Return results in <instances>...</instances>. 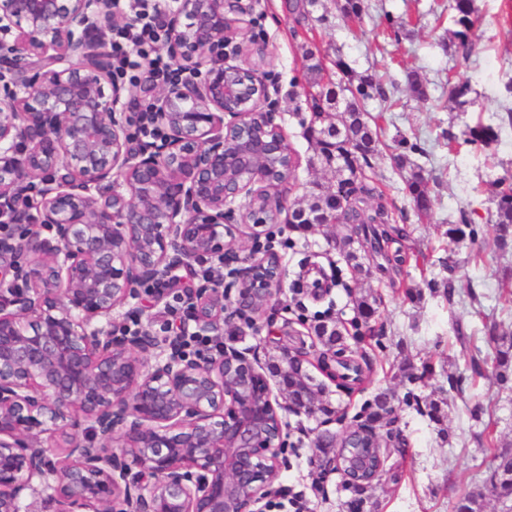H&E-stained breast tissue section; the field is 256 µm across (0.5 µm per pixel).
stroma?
Instances as JSON below:
<instances>
[{
  "mask_svg": "<svg viewBox=\"0 0 512 512\" xmlns=\"http://www.w3.org/2000/svg\"><path fill=\"white\" fill-rule=\"evenodd\" d=\"M344 0H319L308 18L288 9V0H254L243 27L253 36L229 64L252 69L266 84L276 124L285 131L298 157L294 177L282 194L284 209L274 235L283 283L272 307L256 325L232 319L215 340L221 346L257 355V368L278 391L272 370L282 363L283 348L303 349L304 370L322 387V411L313 415L282 411L284 464L275 483L281 512H294L288 501L301 493V512H342L349 498L341 477L316 469L311 458L317 439H332L366 418L367 405L383 391L393 392L391 427L398 438L386 449L384 475L371 490L377 512H453L457 497L482 490L494 458L482 441L493 434L497 446L512 447V387L502 389L493 374L495 345L484 334L498 324L512 334V303L500 296L501 282L512 284V255L499 257L494 247L491 202L493 181L512 171V127L503 126L497 142L476 149L465 141L467 128L496 124L512 108V0H474L479 20L471 32L472 53L454 56L448 39L454 28L451 0H363L359 17H346ZM314 55L329 79L339 80L337 61L362 76L383 78L386 100L367 101L365 110L377 124L379 151L364 173L396 227L389 251L405 263L399 275L373 273L355 279L336 246L343 225L292 230L294 208L305 205L315 185L328 186L336 174L316 159L314 142L305 134L312 102L306 82L307 55ZM416 73L421 92L409 87ZM468 82L470 103L454 108L450 83ZM420 141L425 154H408L404 167L393 159L399 140ZM429 179L431 210L420 215L407 189L414 171ZM469 208L481 232L477 241L448 239V224L460 208ZM480 261H473L474 253ZM452 279V297L432 292L429 280ZM303 281L295 294V281ZM379 304L371 324L374 337L357 328L356 302L365 294ZM150 295L120 309L115 319L131 328L151 324L166 328L165 306ZM325 323L344 336L346 356L366 361L364 383L344 387L322 373L317 359L324 350L315 328ZM479 358L484 376L473 379L471 358ZM411 364L418 378L408 381L402 367ZM462 376L461 390L448 384ZM447 399L441 422H432L427 404Z\"/></svg>",
  "mask_w": 512,
  "mask_h": 512,
  "instance_id": "stroma-1",
  "label": "stroma"
}]
</instances>
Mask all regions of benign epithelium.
I'll return each mask as SVG.
<instances>
[{
  "label": "benign epithelium",
  "mask_w": 512,
  "mask_h": 512,
  "mask_svg": "<svg viewBox=\"0 0 512 512\" xmlns=\"http://www.w3.org/2000/svg\"><path fill=\"white\" fill-rule=\"evenodd\" d=\"M242 9L182 0L165 20L173 71L135 90L102 83L114 0H0V215L21 226L0 233V512L42 494L49 512H263L275 492L282 405L255 358L191 355L112 319L180 268H227L188 291L204 333L223 329L224 300L259 317L281 287L268 245L228 263L232 204L270 239L273 173L297 166L267 86L225 64ZM335 447L315 463L349 489L381 477L377 431L351 426Z\"/></svg>",
  "instance_id": "benign-epithelium-1"
}]
</instances>
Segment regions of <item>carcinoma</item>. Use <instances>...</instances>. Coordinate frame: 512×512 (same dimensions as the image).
<instances>
[{
    "label": "carcinoma",
    "instance_id": "cac0c4a2",
    "mask_svg": "<svg viewBox=\"0 0 512 512\" xmlns=\"http://www.w3.org/2000/svg\"><path fill=\"white\" fill-rule=\"evenodd\" d=\"M456 30L452 31L449 47L462 59H468L472 44L470 34L474 25V0H453ZM344 79L336 87L323 85L322 64L309 58L306 67L307 84L320 88L313 96V112L307 127L310 138L316 141L317 155L326 166H336V185L319 187L310 193V202L297 210L292 224L300 231H307L334 219L346 226L347 233L342 237L343 252L357 278L371 274V268L379 271L400 272L403 263L401 256L385 252L381 241L389 240L386 230L375 228L377 224L387 223V214L383 207L372 208L369 200L374 197V188L367 185L363 177L364 166L377 151L378 132L364 111V104L374 98H386L383 82L372 77L356 78L348 70H342ZM498 132L491 125L477 124L469 131L468 142L476 147H488L497 140ZM408 190L415 208L426 213L430 207L428 178L422 171L412 174L408 180ZM496 206L497 236L496 244L502 252L512 251V178L503 177L498 182V191L494 197ZM448 238L463 241L478 237V227L472 212L466 208L459 210L457 221L448 224ZM361 247H370V258L375 261L371 267L361 261L357 252L351 249L353 243ZM325 336L327 354H340L336 346L342 341L339 330L322 328ZM491 339L496 343L494 358L496 381L505 385L512 381V335L498 333L497 326L489 329ZM391 412L389 402L379 395L374 403L369 422L373 427H382L387 423ZM496 465L485 480L488 494L497 500L512 502V449H501L494 453ZM482 495L466 494L455 504L456 512H480Z\"/></svg>",
    "mask_w": 512,
    "mask_h": 512
}]
</instances>
